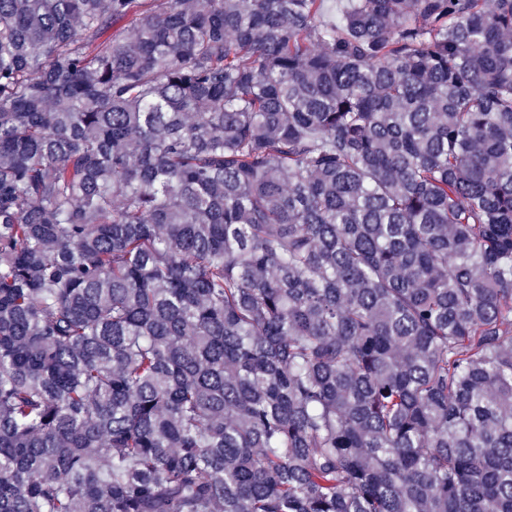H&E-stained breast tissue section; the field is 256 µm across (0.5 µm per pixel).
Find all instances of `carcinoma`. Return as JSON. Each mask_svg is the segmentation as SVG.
I'll return each mask as SVG.
<instances>
[{"label":"carcinoma","instance_id":"1","mask_svg":"<svg viewBox=\"0 0 512 512\" xmlns=\"http://www.w3.org/2000/svg\"><path fill=\"white\" fill-rule=\"evenodd\" d=\"M0 0V512H512V0Z\"/></svg>","mask_w":512,"mask_h":512}]
</instances>
